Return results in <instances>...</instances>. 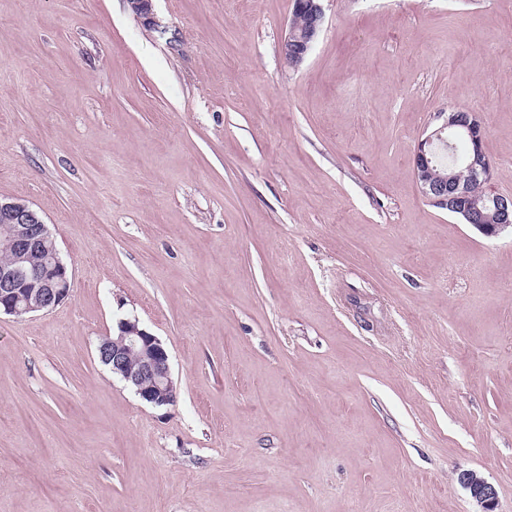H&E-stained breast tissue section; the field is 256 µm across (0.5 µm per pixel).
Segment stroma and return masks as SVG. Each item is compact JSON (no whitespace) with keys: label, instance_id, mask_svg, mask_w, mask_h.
<instances>
[{"label":"stroma","instance_id":"1","mask_svg":"<svg viewBox=\"0 0 512 512\" xmlns=\"http://www.w3.org/2000/svg\"><path fill=\"white\" fill-rule=\"evenodd\" d=\"M0 0V197L67 301L0 316V512H512V233L420 192L432 113L512 194V0ZM137 318L155 407L96 353ZM322 0H294L293 11L301 14L305 21L302 26L289 22L280 40V53L286 62L299 66L309 55L312 45L319 36L324 23ZM459 480L482 508L479 512H495L497 494L495 488L489 482L475 472L463 473Z\"/></svg>","mask_w":512,"mask_h":512}]
</instances>
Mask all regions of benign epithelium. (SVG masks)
Returning <instances> with one entry per match:
<instances>
[{"mask_svg": "<svg viewBox=\"0 0 512 512\" xmlns=\"http://www.w3.org/2000/svg\"><path fill=\"white\" fill-rule=\"evenodd\" d=\"M126 2L143 26H156L153 0ZM293 11L305 21L301 26L289 22L281 36L280 53L296 67L305 61L322 30V0H294ZM456 135L468 137L473 146L465 179L453 168L446 173L434 172L437 151L452 146ZM414 170L420 191L433 205L462 215L467 224L487 237L512 229V195H502L491 187L493 168L484 151V127L474 114L465 117L454 111L433 113L417 144ZM473 183L487 186L485 194H473ZM0 227L8 235L14 253L11 264H0V315L20 316L55 309L70 296L72 273L60 256L49 260L43 256L53 241L48 224L27 202L0 198ZM97 353L112 375L143 401L156 407L176 402L170 355L137 318L119 320L117 337H103ZM460 482L481 512H495L497 494L489 482L474 472L461 474Z\"/></svg>", "mask_w": 512, "mask_h": 512, "instance_id": "7a95c632", "label": "benign epithelium"}]
</instances>
